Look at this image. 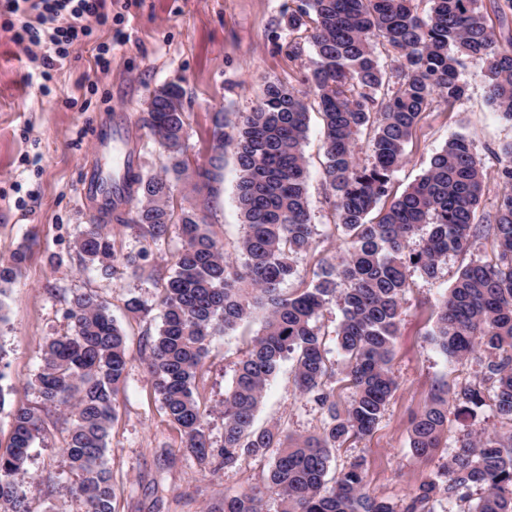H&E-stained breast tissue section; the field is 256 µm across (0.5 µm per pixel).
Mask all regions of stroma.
<instances>
[{
    "instance_id": "obj_1",
    "label": "stroma",
    "mask_w": 512,
    "mask_h": 512,
    "mask_svg": "<svg viewBox=\"0 0 512 512\" xmlns=\"http://www.w3.org/2000/svg\"><path fill=\"white\" fill-rule=\"evenodd\" d=\"M289 0H112L110 21L94 26L76 42L51 82H43L34 59L35 47L17 43L14 20L0 13V261L19 245H27V261L18 278L0 295V450H6L13 407L37 408L45 430L27 462L23 490L33 512H81L72 494L75 476L68 473L63 448L67 425L62 410L43 405L35 377L46 339L67 330L73 295L95 292L123 329L133 362L116 396L107 464L117 493V512H205L207 504L227 494L253 488L261 492L262 512H281L280 497L266 488L267 461L251 457L235 467L201 471L183 456L182 435L166 416L153 378L142 364L144 343L156 335L158 303L164 280L180 246L178 227L167 240L138 237L124 225L108 222L118 252L134 265L116 263L109 274L84 268L74 243L98 212L80 196L84 169H107V157L95 143L98 127L125 128L137 164L146 174L162 173L167 158L144 124L150 96L157 87H182L189 166L206 161L211 152L214 115L247 112L266 82L301 87L314 58L304 31L288 28ZM108 43V73L95 65L93 47ZM462 77L468 96L462 105L433 106L405 146V162L395 172L392 191L401 193L427 166L448 139L465 135L484 155L486 187L481 212L491 211L501 186L497 161L489 149L512 141V123L501 119L486 100L482 64L467 60ZM323 120L309 108L303 149L308 162V196L319 231L313 252L299 256L295 287L309 284L319 260L343 252L347 243L334 229V210L322 181L325 157ZM223 178L212 193H191L178 184L174 211L201 208L211 232L224 244L230 261L244 233L235 196L238 172L233 155H225ZM492 239L480 240L468 253L449 256L440 279L411 272L401 322L393 342L391 369L397 389L371 436L351 439L337 448L333 471L364 459L367 486L374 495L397 502L434 473L459 448L466 432L493 430L499 418L492 407L466 418L449 417L448 432L429 458L413 455L409 421L424 408L441 382L479 381L481 367L457 364L431 339L438 301L461 266L489 261ZM137 297L152 310L139 317L126 302ZM258 323H245L229 335L214 337L200 367L195 393L207 413L214 445L224 441V393ZM293 358H286L271 379L255 423L280 424L284 433L304 437L318 432L325 415L293 384Z\"/></svg>"
}]
</instances>
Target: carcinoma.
Returning a JSON list of instances; mask_svg holds the SVG:
<instances>
[{
	"mask_svg": "<svg viewBox=\"0 0 512 512\" xmlns=\"http://www.w3.org/2000/svg\"><path fill=\"white\" fill-rule=\"evenodd\" d=\"M427 2L429 9L420 12L416 0H297L288 8V29L305 30L316 55L307 90L269 82L251 111L232 120L217 113L214 154L194 172V189L212 188L221 177L224 147H232L246 225L239 244L244 263L224 258V245L211 236L200 209H184L179 217L181 246L158 302L162 325L147 340L142 361L167 417L183 432L184 455L202 469L217 457L226 468L244 456L271 459L268 488L281 496L283 512H433L440 494L465 502L473 488L480 491L474 512H512V142L490 151L499 164L502 193L482 223L475 216L485 191L484 162L463 135L449 139L420 177L376 221L368 220L390 195L405 144L424 113L436 102L453 107L467 98L461 77L466 59L483 61L487 102L512 123V0H494L503 29L499 38L481 0ZM311 96L324 121L323 181L334 229L349 247L320 262L309 286L285 294L282 286L296 277L293 258L312 251L317 235L303 153ZM182 99L180 86H163L145 119L168 153L166 174L127 168L124 194L101 211L154 242L169 233L174 182L187 178ZM364 129L373 132L366 162L356 151ZM134 199L135 208L125 209ZM425 226L429 231L419 248L409 251L410 240ZM488 236L494 259L459 271L440 301L432 332L440 351L455 362L477 360L482 381L437 385L425 410L410 422V446L419 457L440 447L451 408L459 416L472 415L490 402L508 428L463 435L448 462L399 505L367 492L362 459L323 491L336 446L371 434L397 388L390 361L410 270L436 280L448 253L466 252ZM76 247L84 262L103 272L116 257L101 224L89 225ZM24 259L20 247L0 263L1 284L15 280ZM336 296L342 313L337 343L352 389L343 408L328 386L334 372L316 325ZM259 313L261 328L224 394V445L215 449L194 395L197 372L212 337ZM69 318L72 328L44 345L38 391L44 403L70 414L63 452L69 472L78 477L73 493L84 512H115L105 454L117 416L115 396L131 363L126 336L94 293L73 296ZM290 354L297 390L326 413L320 431L305 438L286 435L275 424L253 428L267 384ZM42 430L32 408H14L9 444L0 451L3 512H31L21 478ZM260 501L259 493L242 492L209 504L207 512H260Z\"/></svg>",
	"mask_w": 512,
	"mask_h": 512,
	"instance_id": "carcinoma-1",
	"label": "carcinoma"
}]
</instances>
